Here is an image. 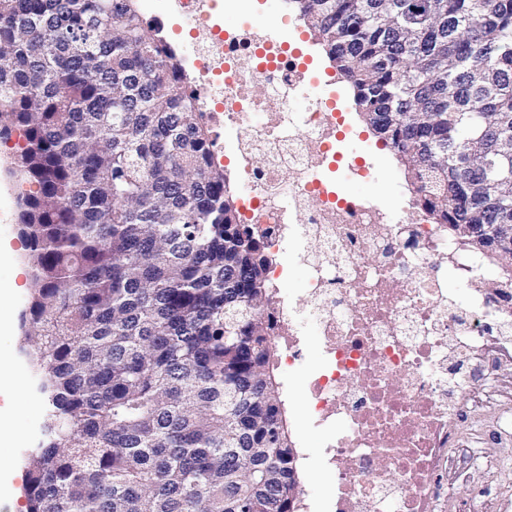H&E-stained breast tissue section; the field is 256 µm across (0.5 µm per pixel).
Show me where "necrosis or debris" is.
<instances>
[{"label": "necrosis or debris", "instance_id": "necrosis-or-debris-1", "mask_svg": "<svg viewBox=\"0 0 512 512\" xmlns=\"http://www.w3.org/2000/svg\"><path fill=\"white\" fill-rule=\"evenodd\" d=\"M241 22L225 29L218 6ZM252 0H173L191 94L209 129L236 143L243 224L270 252L309 263L307 319L273 297L272 340L285 366L303 357L314 325L323 355L305 376L309 421L331 432L324 454L330 512H438L434 477L453 447L468 377L449 354L489 361L503 330L491 295L474 290L489 270L437 224L386 223L387 207L339 195L327 176L344 110L278 33L261 29ZM308 100L296 112V92ZM407 287H397L399 276ZM467 287L461 299L449 283Z\"/></svg>", "mask_w": 512, "mask_h": 512}]
</instances>
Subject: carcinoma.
Instances as JSON below:
<instances>
[{
    "instance_id": "1",
    "label": "carcinoma",
    "mask_w": 512,
    "mask_h": 512,
    "mask_svg": "<svg viewBox=\"0 0 512 512\" xmlns=\"http://www.w3.org/2000/svg\"><path fill=\"white\" fill-rule=\"evenodd\" d=\"M450 235L512 224V0H289ZM47 414L27 512H298L264 236L133 0H0Z\"/></svg>"
}]
</instances>
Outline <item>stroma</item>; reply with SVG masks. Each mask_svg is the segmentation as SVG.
<instances>
[{"label":"stroma","instance_id":"stroma-1","mask_svg":"<svg viewBox=\"0 0 512 512\" xmlns=\"http://www.w3.org/2000/svg\"><path fill=\"white\" fill-rule=\"evenodd\" d=\"M352 134L345 143V158L372 159L377 167L370 180L337 179V190L346 196L370 198L388 205L386 221L404 224L414 221L417 210H408L404 201L409 193L403 174L390 150L384 149L357 114L349 116ZM24 143L21 131L0 138V240L9 241L17 253L16 264L0 265V282H17L18 287L7 315L20 322L29 294L31 272L27 251L17 233L18 196L22 186L9 168ZM20 330L0 336V354L14 358L22 376L14 405V426L18 436L15 449L0 447V460L16 456L24 460L27 449L36 447L46 415V402L32 376L28 359L20 347ZM304 361L296 369L278 367L276 380L285 400L288 428L298 453L300 512H323L329 480L324 461L326 431L312 427L306 420L307 398L300 387L301 378L316 370L322 352L313 329H306ZM480 395L478 405L459 414L458 432L463 445L458 448L437 478V486L448 500L447 512H512V356L497 364L492 380H474Z\"/></svg>","mask_w":512,"mask_h":512}]
</instances>
